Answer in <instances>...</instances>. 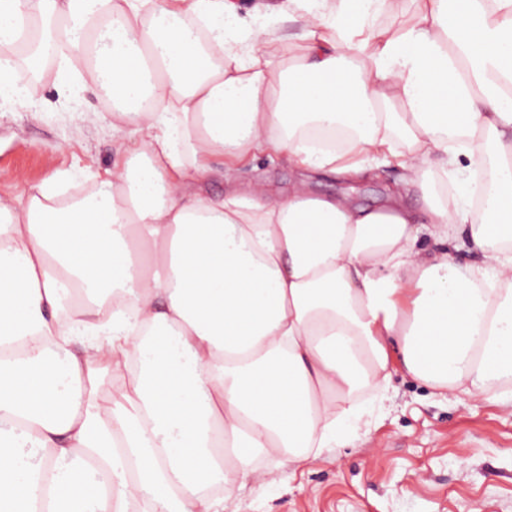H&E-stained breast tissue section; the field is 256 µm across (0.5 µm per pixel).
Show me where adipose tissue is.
Here are the masks:
<instances>
[{"label":"adipose tissue","instance_id":"obj_1","mask_svg":"<svg viewBox=\"0 0 512 512\" xmlns=\"http://www.w3.org/2000/svg\"><path fill=\"white\" fill-rule=\"evenodd\" d=\"M420 3L391 29L387 0H270L281 56L237 0H0V108L30 109L47 48L133 134L92 197L0 198V512H217L258 457L349 444L392 364L512 384V0ZM272 151L288 194L230 167L203 193L213 155ZM392 158L381 207L309 188ZM482 173L481 209L440 192ZM454 245H456V247H454ZM450 254L459 268L463 270H466L479 262V255L475 250H473L466 233L461 235L458 241L451 245Z\"/></svg>","mask_w":512,"mask_h":512}]
</instances>
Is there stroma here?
<instances>
[{"mask_svg":"<svg viewBox=\"0 0 512 512\" xmlns=\"http://www.w3.org/2000/svg\"><path fill=\"white\" fill-rule=\"evenodd\" d=\"M30 112H0V197L27 198L54 180L56 201L97 189L98 171L125 164L129 137L113 133L94 82L62 92L56 63L33 81ZM236 164L242 185L291 189L298 171L281 151ZM403 170L380 167L356 183L318 177L314 192L353 188L364 207L382 203ZM263 486L225 499L224 512H512V404L435 390L392 367L383 398L371 401L358 438L301 464L259 459Z\"/></svg>","mask_w":512,"mask_h":512,"instance_id":"stroma-1","label":"stroma"}]
</instances>
